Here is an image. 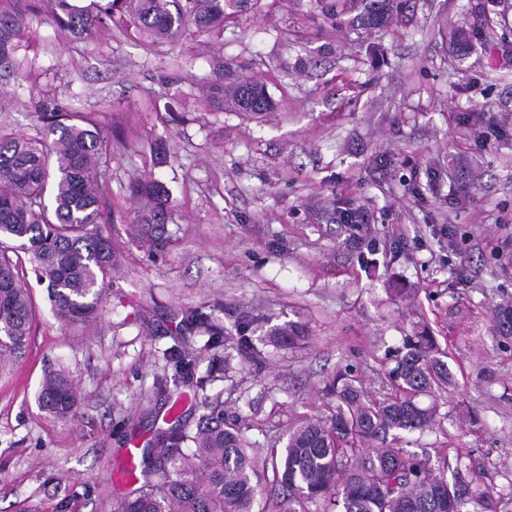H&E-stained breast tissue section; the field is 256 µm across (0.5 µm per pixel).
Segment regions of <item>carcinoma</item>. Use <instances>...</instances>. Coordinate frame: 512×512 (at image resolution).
<instances>
[{"instance_id":"cac0c4a2","label":"carcinoma","mask_w":512,"mask_h":512,"mask_svg":"<svg viewBox=\"0 0 512 512\" xmlns=\"http://www.w3.org/2000/svg\"><path fill=\"white\" fill-rule=\"evenodd\" d=\"M35 0H0V71L16 73L27 14ZM50 19L60 28L94 38L119 17L130 19L150 44L179 40L186 32L224 33V19L242 15L260 0H46ZM409 0H309L304 20H322L334 30L358 27L381 30L403 13ZM496 22L473 29L468 17L453 30L462 50L472 40L491 44ZM210 102L249 119L275 107L266 85L254 76L227 68L226 81L210 88ZM36 135L23 136L0 127V371L20 358L35 315L29 288L21 281L5 244L25 253L37 281L46 285L56 317L65 324H90L114 265L112 240L101 227V184L107 145L97 123L80 112L34 113ZM132 193L145 201L136 224L144 237L162 239L169 194L154 180H139ZM498 339L512 342V304L493 314ZM171 372L156 379L158 393L186 382L204 391L212 373L197 375L198 358L176 342L161 352ZM433 337L423 332L406 339L389 372L395 392L371 398L350 373L326 381V410L304 418L282 450L270 458L251 453L241 431L224 426V411L202 415L192 435L172 428L156 434L143 451L150 459L143 484L121 499L113 512H309L321 501L324 512H469L491 489L459 472L454 481L426 461L392 444L376 443L391 431H423L435 425L437 407L417 398L450 384L453 375ZM38 402L50 413L68 417L77 405L74 381L64 370L48 372ZM192 443L186 448L184 444ZM272 470L270 485L261 473Z\"/></svg>"}]
</instances>
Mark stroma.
I'll use <instances>...</instances> for the list:
<instances>
[{"label": "stroma", "instance_id": "35a3bbf8", "mask_svg": "<svg viewBox=\"0 0 512 512\" xmlns=\"http://www.w3.org/2000/svg\"><path fill=\"white\" fill-rule=\"evenodd\" d=\"M468 2L410 0L361 45L348 30L304 27L292 0H262L221 37L155 48L130 26L90 41L28 17L23 69L0 72V125L34 135L41 106L94 115L119 263L89 328L60 322L22 265L36 316L25 354L0 372V512H112L135 488L123 478L129 448L175 425L195 431L205 398L258 455L283 448L338 369L390 393L386 350L422 330L448 350L454 381L431 396L441 428L397 445L441 473L460 459L492 490L479 512H500L512 490V345L492 315L512 302V39L490 56L477 44L456 52ZM222 62L261 78L274 111L254 121L210 107ZM145 176L171 194L158 243L133 231L130 185ZM349 208L369 222L343 223ZM190 309L209 326L180 331ZM246 315L250 352L234 344ZM290 324L301 340L274 346ZM178 336L199 372L221 368L205 393L153 392ZM217 336L229 344L213 347ZM58 368L79 395L65 419L37 401Z\"/></svg>", "mask_w": 512, "mask_h": 512}]
</instances>
